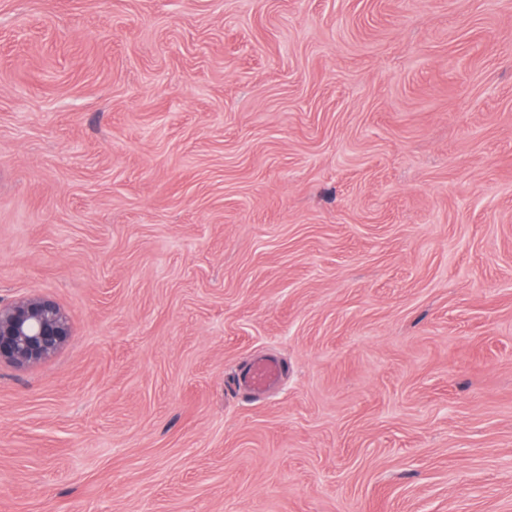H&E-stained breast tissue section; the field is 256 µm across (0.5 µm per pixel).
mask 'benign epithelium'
I'll return each mask as SVG.
<instances>
[{"label":"benign epithelium","mask_w":512,"mask_h":512,"mask_svg":"<svg viewBox=\"0 0 512 512\" xmlns=\"http://www.w3.org/2000/svg\"><path fill=\"white\" fill-rule=\"evenodd\" d=\"M71 336L66 312L47 296L0 302V363L24 369L57 354Z\"/></svg>","instance_id":"1"}]
</instances>
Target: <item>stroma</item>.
I'll list each match as a JSON object with an SVG mask.
<instances>
[{
    "label": "stroma",
    "instance_id": "stroma-1",
    "mask_svg": "<svg viewBox=\"0 0 512 512\" xmlns=\"http://www.w3.org/2000/svg\"><path fill=\"white\" fill-rule=\"evenodd\" d=\"M31 295L0 512H512V0H0ZM71 336L66 312L47 296L0 302V363L24 369L57 354ZM280 375V365L274 359H261L241 374L243 384L253 390H263L274 384Z\"/></svg>",
    "mask_w": 512,
    "mask_h": 512
}]
</instances>
